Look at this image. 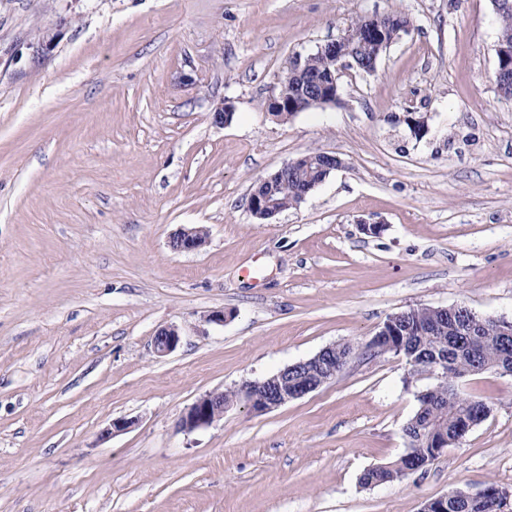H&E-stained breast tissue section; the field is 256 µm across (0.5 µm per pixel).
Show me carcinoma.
Listing matches in <instances>:
<instances>
[{"label":"carcinoma","instance_id":"cac0c4a2","mask_svg":"<svg viewBox=\"0 0 512 512\" xmlns=\"http://www.w3.org/2000/svg\"><path fill=\"white\" fill-rule=\"evenodd\" d=\"M499 20V36L512 43V9L496 12ZM361 16L350 25L352 37L347 42L351 57L359 62L369 61L381 56L384 49L381 43L375 42L364 35ZM386 40L397 41L402 27L409 24L406 14L392 9L384 18ZM304 70L301 77L312 83L327 77L333 65L330 58L318 52L303 58ZM325 173L317 164L302 162L301 170L285 172L272 181L265 183L270 194L286 207L296 201L300 192L308 182L323 180ZM412 315L405 324L409 328V346L404 353L407 360L445 359L450 369L462 376L486 364L495 363L505 358L512 359V344L507 346L499 339L496 322L490 317L478 319L479 327L474 335H469L471 316L461 314L454 324L448 321H433L432 317L420 306L411 309ZM436 389L431 396H419V408L406 423L407 451L392 462V467L378 466L364 472L361 484L372 486L401 479L411 473L425 468L440 455L435 442L443 437L454 436L459 425L466 421L478 419V415L489 404L480 398L459 395L448 389V386L434 381ZM444 512H500L495 500L490 499L481 504L459 502L456 508H448Z\"/></svg>","mask_w":512,"mask_h":512}]
</instances>
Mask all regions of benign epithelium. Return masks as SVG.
Masks as SVG:
<instances>
[{
	"instance_id": "7a95c632",
	"label": "benign epithelium",
	"mask_w": 512,
	"mask_h": 512,
	"mask_svg": "<svg viewBox=\"0 0 512 512\" xmlns=\"http://www.w3.org/2000/svg\"><path fill=\"white\" fill-rule=\"evenodd\" d=\"M350 32H345L338 39L318 46L321 51L328 52L335 58L334 72L318 87L300 94L294 92L290 95L282 92L269 98L267 111L275 115L279 112H302L305 101L316 97L322 101L323 106L336 103L339 99L340 79L353 68V63L339 49V45L347 42ZM497 66L492 76L496 88H501L512 80V48L499 42L496 44ZM248 209L251 215L263 221H269L281 213L268 195L251 193L248 200ZM207 236L203 227H181L169 239V246L175 252H189L199 249L200 238ZM401 314L390 316L379 331L368 342L367 347L374 355L390 353L397 358H403L406 339L399 337L397 324ZM181 342L179 328L169 325L160 328L152 342L156 355L166 356L177 349ZM353 355H341L336 351V345H329L320 350L313 357L293 363L279 370L276 374L258 382L243 384L236 390L237 398H243L257 413H265L279 408L290 401L302 398L323 385L333 381L351 362ZM311 363H317L323 369L322 375L310 378L302 373V369ZM232 405L224 403V392H209L198 398L182 416L179 427L187 432L206 428L224 417V413ZM506 502L512 500V491L498 489L491 491L487 488L478 493H471L463 489H455L439 497L445 503L451 499H464L469 502H482L488 497Z\"/></svg>"
}]
</instances>
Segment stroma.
Wrapping results in <instances>:
<instances>
[{"label":"stroma","instance_id":"stroma-1","mask_svg":"<svg viewBox=\"0 0 512 512\" xmlns=\"http://www.w3.org/2000/svg\"><path fill=\"white\" fill-rule=\"evenodd\" d=\"M393 6L410 31L374 73L343 75L336 104L268 114L294 57ZM498 29L491 0H0V512H420L455 488L512 490V378L490 372L459 381L488 418L370 487L428 384L388 354L179 428L204 394L366 345L398 312L512 318ZM308 152L343 166L252 217L254 183ZM182 226L207 243L172 251ZM170 324L181 343L156 356ZM120 418L132 428L99 441ZM181 342V334L176 325H169L160 328L152 342L153 351L156 355L166 356L177 349Z\"/></svg>","mask_w":512,"mask_h":512}]
</instances>
